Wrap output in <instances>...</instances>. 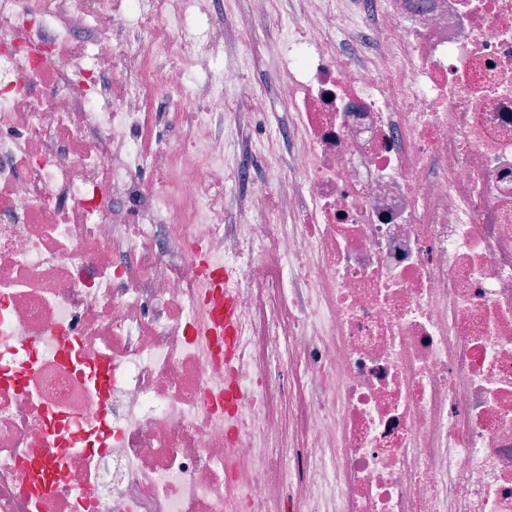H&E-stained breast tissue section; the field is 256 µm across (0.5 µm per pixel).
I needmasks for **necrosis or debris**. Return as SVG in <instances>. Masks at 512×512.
Segmentation results:
<instances>
[{
  "label": "necrosis or debris",
  "mask_w": 512,
  "mask_h": 512,
  "mask_svg": "<svg viewBox=\"0 0 512 512\" xmlns=\"http://www.w3.org/2000/svg\"><path fill=\"white\" fill-rule=\"evenodd\" d=\"M186 18L0 0V512H512V0H299L284 138ZM202 262L209 271L208 277L203 281V288L210 297L203 335L207 342L209 336H235L238 329L237 294L234 289L224 288V268H212L207 257Z\"/></svg>",
  "instance_id": "4bbe7bcc"
}]
</instances>
